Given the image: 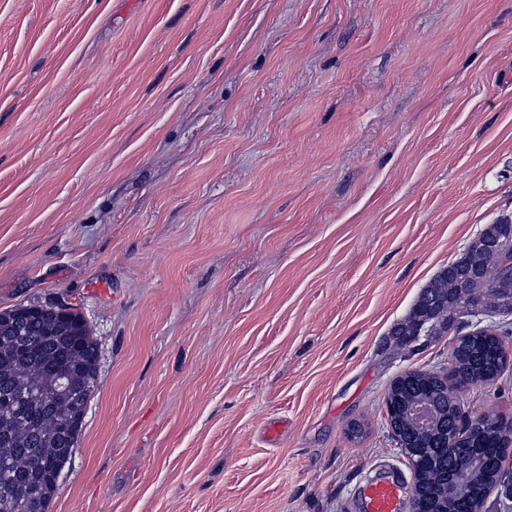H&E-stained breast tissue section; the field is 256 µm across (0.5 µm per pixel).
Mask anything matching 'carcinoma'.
<instances>
[{
  "instance_id": "obj_1",
  "label": "carcinoma",
  "mask_w": 512,
  "mask_h": 512,
  "mask_svg": "<svg viewBox=\"0 0 512 512\" xmlns=\"http://www.w3.org/2000/svg\"><path fill=\"white\" fill-rule=\"evenodd\" d=\"M463 258L475 271L469 289L491 312L512 313V298L498 293L500 264L469 245ZM455 270L443 269L422 289L408 317L395 332L401 344L416 342L417 321L423 334L439 336L460 312ZM30 319L20 325L14 310L0 312V434L10 439L0 446V500L30 505L21 493L35 491L39 512H46L55 495L53 472L66 464L79 441V424L92 396L97 375V345L80 313L61 309L44 313L32 307ZM453 375L460 384L469 379L492 382L507 361L498 339L476 330L455 343ZM65 372L69 385L65 399L73 423L67 434L51 415L48 402L55 394L56 370ZM397 408L399 428L411 442L414 475L420 498L435 512H482L488 492L498 486L500 462L512 452V427L486 415L480 426L460 436L453 427L459 395L448 384L417 370L388 390ZM417 400L429 402L448 427L419 434L405 409ZM476 456L482 466L471 471L448 493V475L463 459Z\"/></svg>"
}]
</instances>
